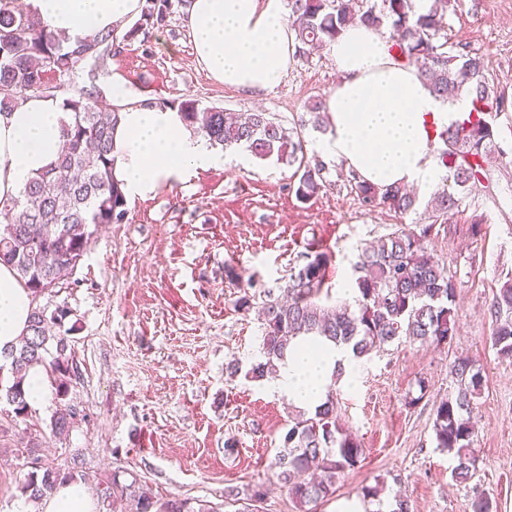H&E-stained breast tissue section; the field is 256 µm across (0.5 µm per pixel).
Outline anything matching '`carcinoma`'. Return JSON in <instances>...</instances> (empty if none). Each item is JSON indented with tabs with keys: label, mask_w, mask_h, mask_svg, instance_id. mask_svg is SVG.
I'll return each instance as SVG.
<instances>
[{
	"label": "carcinoma",
	"mask_w": 512,
	"mask_h": 512,
	"mask_svg": "<svg viewBox=\"0 0 512 512\" xmlns=\"http://www.w3.org/2000/svg\"><path fill=\"white\" fill-rule=\"evenodd\" d=\"M172 8V0H140L139 17L123 40L131 42L150 29L168 26ZM288 9L301 55L308 47L335 41L353 23L379 30L389 21L395 59L416 66L435 96L445 100L450 94L464 93L471 99L467 118L439 134L445 145L442 159L448 162L451 176L447 188L434 197L432 213L447 214L461 202L460 194L487 179L496 145L485 115L503 107L506 100L488 77L482 57L448 51V0H427L421 10L416 9L415 0H381L379 4L288 0ZM117 39L109 29L70 43L29 15L20 0H0V113L13 110L28 93L57 97L60 85L49 83L46 75L69 76L82 54L95 61L112 55ZM62 105L70 113L61 128L64 149L46 172L27 184L21 197L0 208V214L10 220L0 226V261L15 270L34 299L43 287L57 285L72 274L73 260L87 254L97 227L119 223L127 213L123 183L109 158L123 106H99L93 85L62 99ZM174 108L186 127L203 134L214 146L242 148L261 160L298 165L302 171L294 186L298 199L308 201L321 191L324 165L304 160L298 131L284 127L278 118L252 112L238 120L189 97ZM350 183L366 205H384L400 213L416 205V197L404 187H375L355 176ZM432 229L431 224H399L380 243L360 250L354 264L358 273L354 309L346 303H321L329 256L317 252L307 257L304 265L291 272L283 295L269 293L259 306L261 360L251 364L244 377L262 381L278 371L298 338L346 347L359 359L395 342L448 343L456 331V286L444 265L424 250ZM490 311L495 318L493 346L501 357L511 359L512 279L494 293ZM70 316L71 310L63 304L34 305L26 332L17 344L0 352L12 377L8 384L0 383V398L6 399L17 417L28 416L30 410L24 374L37 366L45 369L59 404L50 423L55 435L73 429L75 406L68 396L79 378L70 338L77 327H65ZM451 374L458 388L437 405L433 430L436 447L453 455L454 477L463 483L476 469L470 413L485 377L465 358L453 362ZM362 455L360 441L342 426L336 389L329 387L322 404L295 414L273 467L288 495L303 508L332 495L336 482ZM27 464L30 471L20 492L36 504L61 485L90 481L77 460L66 471L44 467L36 457ZM120 477L118 470L96 478L98 503L120 500L128 512H215L207 504L194 507L185 499L161 501L137 478L125 483Z\"/></svg>",
	"instance_id": "carcinoma-1"
}]
</instances>
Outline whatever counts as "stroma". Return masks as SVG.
<instances>
[{
	"label": "stroma",
	"mask_w": 512,
	"mask_h": 512,
	"mask_svg": "<svg viewBox=\"0 0 512 512\" xmlns=\"http://www.w3.org/2000/svg\"><path fill=\"white\" fill-rule=\"evenodd\" d=\"M174 6L167 27L120 43L100 62L85 60L64 78V93L95 83L98 101L113 103V83L126 104L179 102L193 96L227 112H269L300 128L307 160H323V187L297 199L294 168L225 151L224 163L190 172L155 195L128 201L127 216L102 226L70 277L39 297L67 305L77 325L75 355L82 369L69 398L86 418L63 437L52 436L55 405L15 417L0 403V512H34L20 492L27 473L18 448L56 469L80 457L89 474L115 468L134 473L160 498L203 502L228 512L227 492L247 501L263 486L260 512H297L271 463L282 449L292 404L269 380L229 376L260 358L261 322L238 311L240 291L227 268L252 280L253 294L279 292L306 253L331 257L329 301L354 302L353 265L359 250L398 224L432 223L426 246L448 264L456 287V333L450 343L386 346L360 361L356 385L338 386L341 418L364 453L312 512H338L383 481L388 512L395 495L411 512H472L477 496L493 512H512V360L491 341L493 295L512 278V0H450L448 48L482 55L506 104L486 116L501 151L487 181L464 192L457 209L430 222L429 193L418 192L401 214L363 205L343 164L322 158V131L298 127L307 105L335 88L339 75L326 48L294 57L280 83L247 93L213 81L198 65L185 23ZM468 358L486 378L474 415L478 459L473 478L456 481L452 455L437 448L436 405L457 388L450 365ZM238 451L226 455L227 439Z\"/></svg>",
	"instance_id": "35a3bbf8"
}]
</instances>
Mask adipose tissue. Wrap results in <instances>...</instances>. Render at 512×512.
Returning <instances> with one entry per match:
<instances>
[{
  "label": "adipose tissue",
  "instance_id": "adipose-tissue-1",
  "mask_svg": "<svg viewBox=\"0 0 512 512\" xmlns=\"http://www.w3.org/2000/svg\"><path fill=\"white\" fill-rule=\"evenodd\" d=\"M24 5L49 30L72 39L123 28L139 11V0H24ZM186 25L199 65L214 81L240 91L273 89L295 52L285 0H192ZM328 50L341 79L324 100L329 133L318 141V150L379 187L404 184L423 191L436 184L446 173L436 151L438 135L469 112L470 100L433 96L417 69L397 62L388 36L374 28L350 26ZM67 119L61 100L39 95L0 114V202L18 198L55 160ZM112 155L115 174L133 199L222 161L207 138L186 128L177 110L142 106L124 110ZM31 308L30 291L1 263L0 349L22 334ZM338 369L346 384L360 373L346 349L329 346L315 353L299 341L272 388L312 408L324 401Z\"/></svg>",
  "mask_w": 512,
  "mask_h": 512
}]
</instances>
